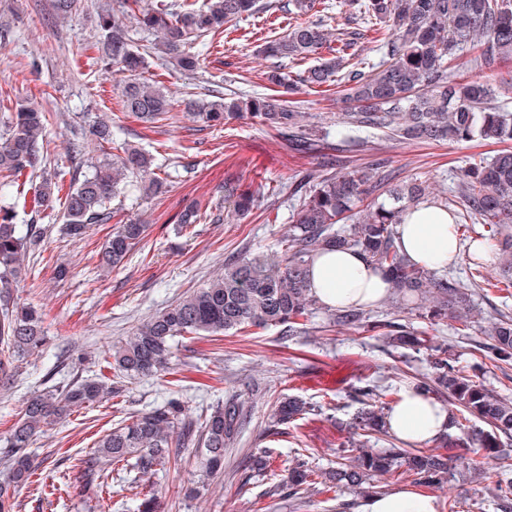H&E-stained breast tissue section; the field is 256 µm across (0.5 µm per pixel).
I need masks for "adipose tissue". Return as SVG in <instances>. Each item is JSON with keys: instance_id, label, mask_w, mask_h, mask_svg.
Returning <instances> with one entry per match:
<instances>
[{"instance_id": "1", "label": "adipose tissue", "mask_w": 512, "mask_h": 512, "mask_svg": "<svg viewBox=\"0 0 512 512\" xmlns=\"http://www.w3.org/2000/svg\"><path fill=\"white\" fill-rule=\"evenodd\" d=\"M397 243L409 259L430 269L457 262L462 246L445 207L424 201L408 210L396 227ZM312 291L330 308L371 307L388 288L383 274L352 251H331L315 258L310 271ZM394 436L417 444L434 441L447 432L448 410L420 391L406 389L386 418ZM436 496L403 485L360 501L357 512H439Z\"/></svg>"}]
</instances>
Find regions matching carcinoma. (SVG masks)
Masks as SVG:
<instances>
[{
  "label": "carcinoma",
  "instance_id": "carcinoma-1",
  "mask_svg": "<svg viewBox=\"0 0 512 512\" xmlns=\"http://www.w3.org/2000/svg\"><path fill=\"white\" fill-rule=\"evenodd\" d=\"M288 13L305 20L288 24L286 33L265 41L261 53L268 59L303 62L331 42L336 49L315 65L286 73L279 65L265 72L270 92L262 96H219L214 101L184 99V111L209 126L251 118L286 135L290 147L307 154L326 146L344 147L354 138L351 129H366L386 139L428 143L512 142V113L495 105V89L487 83L454 78L457 60L470 52V63L480 70H493L500 61L512 60V0H355L364 24L384 34L381 61L364 67L355 62L356 46L363 38L357 30L333 34L324 20L313 18L315 0H288ZM260 0H172L157 6L152 0H115V6L99 14L101 56L104 70L118 67L124 74L119 85L123 112L150 128L167 119L175 102L159 82L146 76L143 53L134 49L123 19L133 16L141 31L154 36L152 49L165 54L178 70H193L199 55L191 52L199 42L213 46L212 38L224 33V25L255 15ZM344 89L355 103L341 112L336 122L323 130L308 123L293 95L303 89ZM49 118L30 104L11 108L5 131L0 135V182L17 184L26 172L34 173L45 161L42 134ZM87 133L105 157L94 171L70 178L63 202L64 233L81 240L92 226L108 224L114 217L113 201L120 198L130 178L146 183L157 195L165 183L153 172V157L143 148L121 143L113 146L112 124L100 119ZM65 174L43 180L33 199L39 212L53 207ZM295 190L304 197L292 213V224L277 240L273 255L241 256L224 263V272L179 298L139 325L124 343L112 348L106 376L74 380L63 388H49L25 404L0 452L4 477L0 480V512H15L14 490L33 483L40 467L31 445L46 428L68 417L82 405L113 396L118 380L145 378L167 373L176 338L186 334L223 335L279 328L285 336L302 334L304 322L319 309L310 287L314 258L335 250H355L366 263L384 274L392 303L431 324L453 320L471 327L476 305L473 289L487 281L485 256L498 259L500 276L512 284V150L504 149L489 160H480L464 171L451 189L454 197L431 195L423 182L395 181L392 173L376 168L345 167L335 173L303 175ZM433 200L448 209L453 224L467 220L490 226L487 236L473 244L468 254L469 274L455 277L447 270L431 271L412 262L396 243L394 226L403 213L423 200ZM254 195L224 188V197L205 208L190 206L177 214L181 231L194 232L198 224L216 223L242 216L253 207ZM11 208L0 209V381L13 376L14 362L43 349L47 342L43 314L32 306H20L13 288L22 277L23 261L43 237L42 226L32 224L25 232L14 224ZM149 225L130 219L112 228L98 252L99 267L121 266L142 241ZM328 326L362 329L381 336L396 347L419 351L426 347L422 332L406 324L380 319L363 308L348 306L327 314ZM489 357L500 363L512 360V317L503 316L488 329ZM414 389L445 406L481 420L489 430L475 432L471 441L479 449L499 453L503 440L512 438V402L464 373L447 352L435 355L432 377ZM386 406L372 403L354 418L355 428L365 435L386 434ZM311 406L301 399L280 402L276 423L286 424L307 415ZM247 418V407L230 395L194 417L183 402L170 398L155 410L131 415L116 423L92 450L75 459L74 469L83 490L102 499L110 473L120 467L143 476L154 475L172 461L194 450L200 470L208 478L224 473V455L233 447ZM425 486L440 485L456 476L457 462L440 448L414 449L402 442L399 448L362 451L337 463L329 481L345 485L355 494L372 488L371 477L397 468ZM485 489L500 512H512V480L502 468L483 473ZM315 485L313 471L300 458L288 467L286 487L296 499L308 498ZM137 512H161L159 490L154 484L135 493Z\"/></svg>",
  "mask_w": 512,
  "mask_h": 512
}]
</instances>
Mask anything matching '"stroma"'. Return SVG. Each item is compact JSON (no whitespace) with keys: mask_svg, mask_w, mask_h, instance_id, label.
Returning a JSON list of instances; mask_svg holds the SVG:
<instances>
[{"mask_svg":"<svg viewBox=\"0 0 512 512\" xmlns=\"http://www.w3.org/2000/svg\"><path fill=\"white\" fill-rule=\"evenodd\" d=\"M108 0H81L69 18H54L53 0H0V99L34 102L49 115L45 131L48 163L45 169L22 177V190L35 186L71 165L72 143L79 127L105 118L112 122L116 142L131 141L154 157V169L168 184L166 194L152 198L131 189L114 216L121 222L137 216L146 221V237L131 251L124 266L103 273L96 253L111 225L93 227L83 240L63 234L56 211L16 210L19 226L41 224L46 234L41 247L24 259L27 270L16 290L19 302L41 309L48 342L39 354L16 364L8 385H0V441L7 436L28 398L50 385L63 386L76 377H92L113 345L135 327L179 297L205 284L229 257L271 251L288 226L295 206L288 186L302 173H325L328 159L337 165L366 166L383 162L399 179L431 182L436 190L450 188L470 162L492 158L498 145L393 141L376 138L344 151L320 149L309 154L292 150L285 138L258 121L233 120L222 127H205L182 109L154 129L122 112L114 92L120 80L103 71L99 52L98 12ZM253 17L224 27L218 51L193 72L178 73L157 57H149V72L178 99H209L212 91L226 94L265 92L263 73L270 64L259 48L267 38L286 29V0H261ZM191 145L181 158L180 145ZM253 193L252 210L232 223L199 224L192 236L178 234L175 216L186 206L207 205L222 196L225 186ZM67 268L58 279L59 268ZM490 287L477 290L479 316L470 330L458 331L453 322L437 325L410 317L430 345L447 348L487 388L512 398V366L495 363L479 351L488 343L486 328L499 314L512 316V287L499 283L490 267ZM324 314L307 324L306 334L284 336L278 329H255L250 335L218 339L198 336L179 340L170 361L171 376L126 380L120 394L83 405L66 420L47 430L32 446L40 467L39 480L51 478L62 487L44 496L37 484L16 494L17 512H101L69 472L71 458L89 452L99 436L131 414L164 405L179 394L188 413L235 394L249 409L251 422L224 458V473L202 480L196 462L167 465L155 477L163 491L164 512H336L352 500L351 492L319 484L317 493L296 504L287 492L270 494L273 478H285L289 461L301 457L316 473L335 469L339 455L359 448H385L388 437L369 439L348 433L345 424L359 410L355 388L378 383L396 402L414 378L431 372L427 352L393 348L370 333L354 329L323 331ZM297 396L314 411L293 423L274 424L278 403ZM266 452L269 468L245 476L252 455ZM449 455H464L459 477L433 488L440 503L455 499L463 512H497L474 477L475 470L495 461L464 452L459 441L448 443Z\"/></svg>","mask_w":512,"mask_h":512,"instance_id":"1","label":"stroma"}]
</instances>
